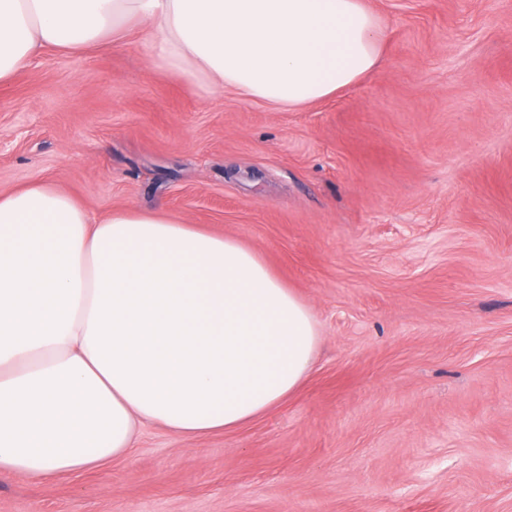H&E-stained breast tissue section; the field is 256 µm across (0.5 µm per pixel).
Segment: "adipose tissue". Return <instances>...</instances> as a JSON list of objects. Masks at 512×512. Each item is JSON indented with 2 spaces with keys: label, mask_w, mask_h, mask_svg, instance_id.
<instances>
[{
  "label": "adipose tissue",
  "mask_w": 512,
  "mask_h": 512,
  "mask_svg": "<svg viewBox=\"0 0 512 512\" xmlns=\"http://www.w3.org/2000/svg\"><path fill=\"white\" fill-rule=\"evenodd\" d=\"M142 34L153 70L298 107L377 66L363 0H0V83L44 50ZM318 322L241 240L163 213L94 219L36 179L0 192V476L127 457L146 424L237 430L305 382Z\"/></svg>",
  "instance_id": "obj_1"
}]
</instances>
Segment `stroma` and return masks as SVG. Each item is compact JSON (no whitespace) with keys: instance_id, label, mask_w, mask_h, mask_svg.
Returning <instances> with one entry per match:
<instances>
[{"instance_id":"35a3bbf8","label":"stroma","mask_w":512,"mask_h":512,"mask_svg":"<svg viewBox=\"0 0 512 512\" xmlns=\"http://www.w3.org/2000/svg\"><path fill=\"white\" fill-rule=\"evenodd\" d=\"M376 68L295 108L138 35L0 86V192L162 211L257 250L316 317L305 384L238 430L0 476V512H512V0H365Z\"/></svg>"}]
</instances>
